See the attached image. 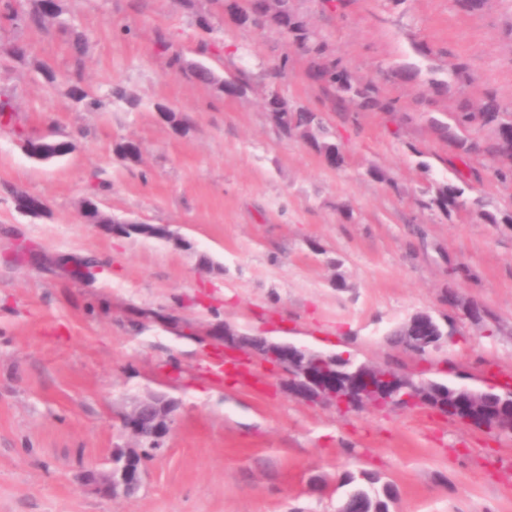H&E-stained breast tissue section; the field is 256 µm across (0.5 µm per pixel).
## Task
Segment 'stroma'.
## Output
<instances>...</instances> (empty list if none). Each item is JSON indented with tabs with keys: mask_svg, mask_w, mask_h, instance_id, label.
Here are the masks:
<instances>
[{
	"mask_svg": "<svg viewBox=\"0 0 512 512\" xmlns=\"http://www.w3.org/2000/svg\"><path fill=\"white\" fill-rule=\"evenodd\" d=\"M289 3L320 53L235 25L215 0H58L45 27L0 28V45L26 49L0 59L15 128L73 144L37 163L0 131V512H337L365 473L393 485L390 512H512V435L424 406L305 401L279 371L233 367L219 340L229 325L417 381L512 377V224L478 216L512 212V177L495 174L494 127L457 123L490 96L512 108V0L473 14L454 0ZM72 30L87 40L79 61ZM176 55L243 91L194 81ZM318 64L369 86L378 107L337 102ZM76 71L104 111L70 95ZM117 84L137 107L111 98ZM272 94L322 116L342 167L276 128ZM161 105L189 131L173 132ZM120 140L139 144V162L113 155ZM96 177L102 212L167 225L191 249L88 223ZM448 181L463 190L452 214L429 204ZM21 194L45 213L19 210ZM472 304L487 321H471ZM420 311L449 331L424 355L389 338ZM151 394L177 404L168 450L133 498L111 499L89 477L136 447L122 420Z\"/></svg>",
	"mask_w": 512,
	"mask_h": 512,
	"instance_id": "1",
	"label": "stroma"
}]
</instances>
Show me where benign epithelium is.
Returning a JSON list of instances; mask_svg holds the SVG:
<instances>
[{"instance_id": "obj_1", "label": "benign epithelium", "mask_w": 512, "mask_h": 512, "mask_svg": "<svg viewBox=\"0 0 512 512\" xmlns=\"http://www.w3.org/2000/svg\"><path fill=\"white\" fill-rule=\"evenodd\" d=\"M405 331L412 334L408 351L423 355L439 349L448 340V332L427 312L414 314ZM224 348L244 352L259 363L285 375L288 390L302 399L325 400L341 409L372 406L379 409L429 406L436 412L458 416L482 412L478 424L465 420L478 430L512 434V401L493 388L461 385L448 392L435 381H416L396 370H385L348 355H327L293 342L265 340L256 345L255 337L224 326ZM175 405L159 396L137 399L124 416L123 426L140 441V447L112 456V467L102 490L109 497L130 498L141 487L149 457L167 452L165 439L175 423Z\"/></svg>"}]
</instances>
